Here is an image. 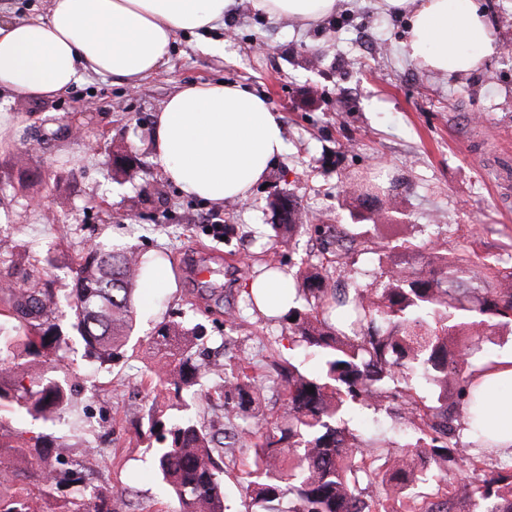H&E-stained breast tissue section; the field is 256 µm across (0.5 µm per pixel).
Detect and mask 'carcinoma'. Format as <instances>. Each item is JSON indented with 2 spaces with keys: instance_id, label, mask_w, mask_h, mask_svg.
<instances>
[{
  "instance_id": "1",
  "label": "carcinoma",
  "mask_w": 512,
  "mask_h": 512,
  "mask_svg": "<svg viewBox=\"0 0 512 512\" xmlns=\"http://www.w3.org/2000/svg\"><path fill=\"white\" fill-rule=\"evenodd\" d=\"M366 209L376 211L383 187L365 176L349 177ZM276 233H313L322 255L336 257L288 272L295 297L280 320L296 346L317 358L310 372L290 359L271 355L258 371L242 354L224 362L205 359L212 337L186 320L162 323L147 340L159 383L175 395L210 392L218 378L219 407L228 426L212 430L195 415H170L159 406L147 414L156 436L154 469L179 512H227L224 477L236 466V452L251 449V479L244 512H389L393 497L409 498L408 512H453L456 500L478 501L490 512H512V454L484 428L488 387L478 377L486 359L476 357L483 339L512 328V266L480 257L468 245L448 255L429 246L433 267L418 266L422 246L396 236L376 251L381 268L372 287L330 288L347 260L368 250L369 224H310L288 198V218ZM146 261L133 250L93 246L81 257L66 300L71 331L56 323L59 298L24 262L0 268V281H22L8 289L0 308V408L43 424L66 422L74 411L65 376L51 375L41 358L63 357L75 332L87 356L116 365L126 356L136 323L135 295ZM438 391L431 401L419 386ZM314 392H309V389ZM279 390L286 411L267 420L262 404ZM455 400L448 401V391ZM400 400L396 426L409 435L396 454L387 441L365 440L351 426L352 414L379 410ZM469 431V441L460 431ZM37 433L17 446L0 443V512H22L40 499L41 486L69 490L60 512H115L112 491L94 484L81 465ZM25 465L30 487H15L16 465ZM457 465L472 477L448 486L444 473ZM432 487L430 501L409 495L414 486Z\"/></svg>"
}]
</instances>
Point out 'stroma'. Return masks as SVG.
Masks as SVG:
<instances>
[{"mask_svg": "<svg viewBox=\"0 0 512 512\" xmlns=\"http://www.w3.org/2000/svg\"><path fill=\"white\" fill-rule=\"evenodd\" d=\"M479 3L498 49L465 76L407 59L399 48L407 19L383 0H340L331 16L307 27L234 0L217 31L223 51L178 36L167 64L137 86L91 73L47 100L0 91L21 119L11 147L0 151V263L23 254L63 296L84 250L104 242L160 258L170 276L168 287L138 290L141 342L127 362L95 364L76 341L59 364L80 384L76 409L96 449L84 469L96 483L125 489L114 502L119 512L178 508L159 493L152 439L133 427L163 399L146 382L152 361L144 345L162 320L183 317L204 335H234L258 363L272 349L302 358L282 322L248 307L244 288L259 267L295 271L318 260L310 233L273 237L276 195H292L313 224H364L369 212L345 176L371 171L386 186L379 209L402 215L401 235L450 249L467 240L484 257L512 255V0ZM366 36L383 44V54L361 51ZM194 81L245 86L283 125L285 154L246 200L191 196L164 176L154 154L156 113ZM116 152L133 158L126 173L112 168ZM24 174L46 183L42 198L22 186ZM209 215L232 225L226 240L209 234ZM206 284L223 289V303L201 295ZM229 310L233 330L224 322Z\"/></svg>", "mask_w": 512, "mask_h": 512, "instance_id": "stroma-1", "label": "stroma"}]
</instances>
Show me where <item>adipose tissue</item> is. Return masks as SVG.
Wrapping results in <instances>:
<instances>
[{
	"instance_id": "1",
	"label": "adipose tissue",
	"mask_w": 512,
	"mask_h": 512,
	"mask_svg": "<svg viewBox=\"0 0 512 512\" xmlns=\"http://www.w3.org/2000/svg\"><path fill=\"white\" fill-rule=\"evenodd\" d=\"M407 15L402 53L448 75L482 68L494 49L478 0H384ZM272 19L306 26L336 9V0H253ZM232 0H52L48 17L0 20V89L50 99L84 81L86 72L135 85L169 59L177 34L214 30ZM152 146L165 175L187 194L221 204L250 195L285 152L284 129L266 101L247 88L195 82L165 102ZM489 386V422L512 446V356Z\"/></svg>"
}]
</instances>
